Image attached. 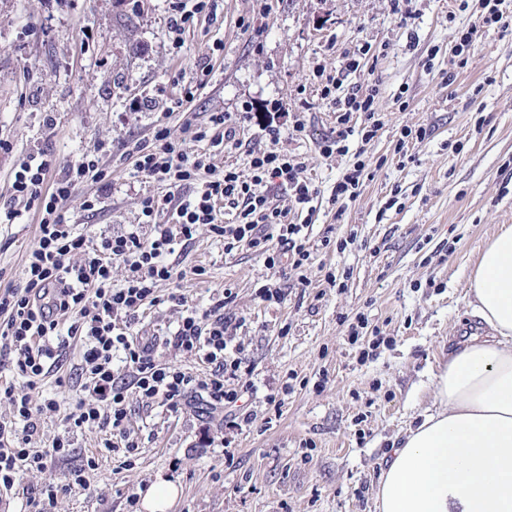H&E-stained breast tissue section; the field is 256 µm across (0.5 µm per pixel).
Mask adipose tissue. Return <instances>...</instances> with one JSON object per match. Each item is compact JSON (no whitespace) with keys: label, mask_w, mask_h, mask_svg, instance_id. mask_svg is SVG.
Masks as SVG:
<instances>
[{"label":"adipose tissue","mask_w":512,"mask_h":512,"mask_svg":"<svg viewBox=\"0 0 512 512\" xmlns=\"http://www.w3.org/2000/svg\"><path fill=\"white\" fill-rule=\"evenodd\" d=\"M468 290L488 333L449 351L438 410L394 450L378 512H512V225L485 243Z\"/></svg>","instance_id":"ef3b65f1"}]
</instances>
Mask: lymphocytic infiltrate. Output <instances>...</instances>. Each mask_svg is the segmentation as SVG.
I'll return each instance as SVG.
<instances>
[{"mask_svg":"<svg viewBox=\"0 0 512 512\" xmlns=\"http://www.w3.org/2000/svg\"><path fill=\"white\" fill-rule=\"evenodd\" d=\"M335 106L336 134L321 142L323 155L341 151L352 133L353 114L364 117V139H373L383 126L375 93H354ZM186 130L189 141L176 140L160 122L151 139L124 144L123 156L132 162L135 175L162 188L161 194L139 202L142 223L153 228L149 237L135 230L96 239L76 233L66 203L77 186L88 179L103 190L111 185L112 175L100 168L98 159L84 156L60 171L53 155L40 150L15 167L5 217L11 222L22 211H34L38 231L20 282L0 289V346L25 381L21 389L9 382L0 385V404L9 407L8 417H0L1 496L12 492L20 473L44 471L71 453L64 437L55 438L48 448L33 447L39 418L55 415L59 403L46 396L36 404L31 396L57 369L69 337H81L84 351L82 396L68 420L77 428L105 432L104 448L128 459L138 448L129 429L131 397L174 411L197 397L211 409L230 410L249 393L251 385L241 371L244 348L236 341L241 321L224 312L234 301L232 291H225L211 309L183 315L167 340L174 351L209 364L208 373L193 374L161 362L153 346L135 336L134 328L144 310L159 302L160 285L176 275V245L192 241L199 229L223 239L225 252L247 246L269 267L308 266L309 237L304 225L289 223L288 213L305 208L318 190L304 179V162L281 149L280 124L262 126L266 144L247 149L244 172L232 166L217 170L210 156L194 149L203 142L242 146L226 114L210 113L202 123L187 124ZM275 185L287 191V205L274 203L270 190ZM187 188L192 191L188 197L183 194ZM221 202L236 209V223L219 221ZM168 213L174 223H162ZM116 263L125 271L118 288L112 285ZM119 350L126 355L128 371L123 375L112 365ZM94 465L90 459L85 467L69 471L64 482L30 486L28 512H56L61 496L86 486V471Z\"/></svg>","mask_w":512,"mask_h":512,"instance_id":"obj_1","label":"lymphocytic infiltrate"}]
</instances>
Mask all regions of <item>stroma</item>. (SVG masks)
<instances>
[{"label":"stroma","mask_w":512,"mask_h":512,"mask_svg":"<svg viewBox=\"0 0 512 512\" xmlns=\"http://www.w3.org/2000/svg\"><path fill=\"white\" fill-rule=\"evenodd\" d=\"M267 16L256 0H218L214 16L199 18L174 43L166 0H0V206L10 198L17 160L43 149L57 167L101 154L112 185L98 192L80 184L67 203L77 232L112 235L136 228L142 196L156 184L120 162L122 144L148 138L165 120L174 139L208 113L238 118L250 108L242 141L259 140L268 112L278 111L281 146L302 158L319 194L314 210L295 216L308 227L312 261L302 275L268 267L263 257L199 231L177 246L182 277L164 283L171 303L146 309L136 330L157 347L161 361L185 371L198 359L164 346L183 310L204 311L232 289L229 312L243 320L252 389L241 402L250 424L194 401L172 412L130 403V429L139 443L132 466L101 446L94 429L70 427L79 396L81 343L72 340L47 392L60 403L40 424L34 447L67 437L72 453L13 490L12 512L25 488L60 483L94 457L86 487L60 498L57 512H127L129 494L158 477L179 480L171 512H376L375 491L394 448L435 408L433 380L448 353L485 327L472 314L467 282L483 245L512 225V31L479 28L468 48L460 36L477 26L480 0H271ZM251 20L249 29L240 19ZM356 53L350 71L345 56ZM211 56L209 84L194 101L162 116L140 101H177L180 73ZM337 96L376 88L384 125L363 140L353 117L348 151L326 158L318 144L336 127L322 89ZM304 132L294 134V123ZM425 128L404 153V128ZM366 164L359 196L337 212L331 195L341 173ZM100 193L98 210L82 209ZM346 249L322 248L325 229ZM36 238V220L0 223V284L18 283ZM337 281L328 284L326 273ZM280 285L282 303L258 298L257 288ZM364 313V341L384 336L363 360L349 344L347 321ZM277 396L280 407L269 405Z\"/></svg>","instance_id":"obj_1"}]
</instances>
